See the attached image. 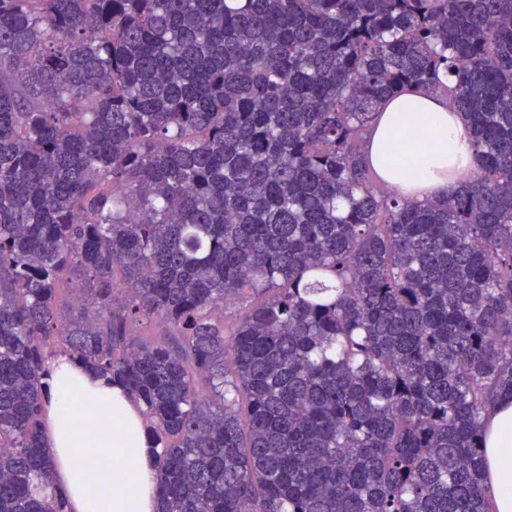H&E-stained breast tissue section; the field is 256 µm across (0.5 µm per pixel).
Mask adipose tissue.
Wrapping results in <instances>:
<instances>
[{
	"mask_svg": "<svg viewBox=\"0 0 512 512\" xmlns=\"http://www.w3.org/2000/svg\"><path fill=\"white\" fill-rule=\"evenodd\" d=\"M411 138L426 136L420 168L406 178L386 163L394 129ZM366 151L372 169L388 187L407 198L446 196L461 173L478 168L471 130L444 95L407 92L390 100L369 129ZM43 444L56 484L72 512H95L100 487L112 490L109 512H158L155 458L149 449L142 404L122 386L86 371L68 356L56 357L43 399ZM484 473L493 512H512V400L499 401L485 421ZM104 462L86 478L83 458Z\"/></svg>",
	"mask_w": 512,
	"mask_h": 512,
	"instance_id": "1",
	"label": "adipose tissue"
}]
</instances>
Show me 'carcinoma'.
<instances>
[{
  "label": "carcinoma",
  "mask_w": 512,
  "mask_h": 512,
  "mask_svg": "<svg viewBox=\"0 0 512 512\" xmlns=\"http://www.w3.org/2000/svg\"><path fill=\"white\" fill-rule=\"evenodd\" d=\"M411 87L482 160L442 202L363 159ZM60 353L144 405L161 512H491L512 0H0V512H68Z\"/></svg>",
  "instance_id": "1"
}]
</instances>
